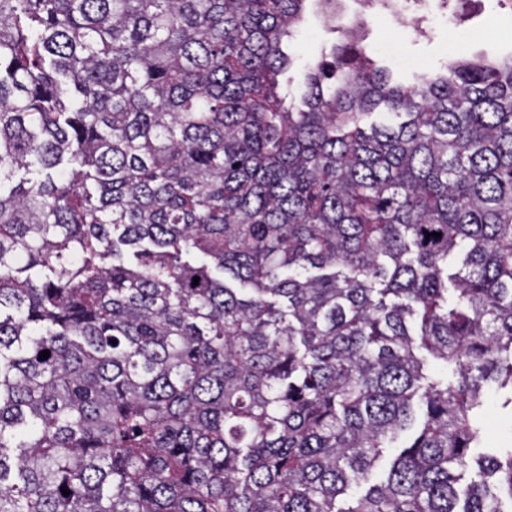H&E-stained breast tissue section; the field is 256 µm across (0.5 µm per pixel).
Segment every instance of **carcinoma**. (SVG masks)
<instances>
[{
    "mask_svg": "<svg viewBox=\"0 0 512 512\" xmlns=\"http://www.w3.org/2000/svg\"><path fill=\"white\" fill-rule=\"evenodd\" d=\"M305 2L0 0V512H512V57ZM451 38V34H441L438 41L434 44H426L417 41L410 44V47L420 59L431 65L430 70L437 71L440 69V67L436 65L440 50L442 46L446 47ZM373 42L374 39L370 36L365 42L361 43V45L366 48L367 54L372 58L380 60L386 67H388L393 74L394 80L403 83L412 82V75L415 71L399 69L384 57L386 56L390 58L399 66L412 70L420 69L422 67V62L417 56L409 51L407 47L408 41L397 39H384L379 41L377 43V49L382 55L374 50ZM510 397V391L498 390L496 386L487 388L485 394L486 411L483 416L485 449L497 450L500 446L512 443V410L511 405L503 406Z\"/></svg>",
    "mask_w": 512,
    "mask_h": 512,
    "instance_id": "carcinoma-1",
    "label": "carcinoma"
}]
</instances>
